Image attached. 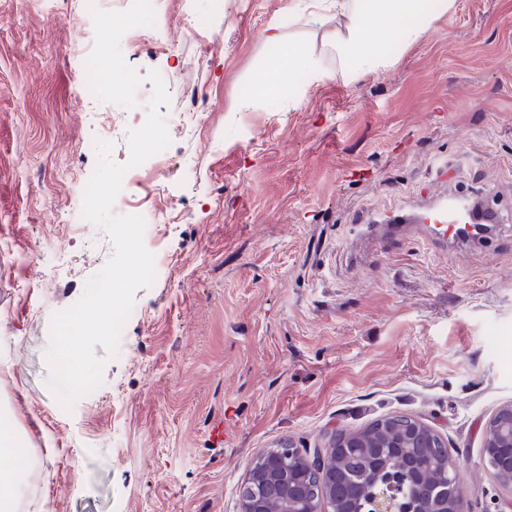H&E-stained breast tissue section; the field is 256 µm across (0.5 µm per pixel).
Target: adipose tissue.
<instances>
[{
	"mask_svg": "<svg viewBox=\"0 0 512 512\" xmlns=\"http://www.w3.org/2000/svg\"><path fill=\"white\" fill-rule=\"evenodd\" d=\"M456 0H291L288 13L296 22L325 26L322 50L293 46L289 69L306 81L335 74L346 82L379 77L394 64L391 46L405 49L425 39L435 20L452 11ZM336 59L328 71L324 55ZM21 433L9 416L0 414V455L12 457L0 469V512H21Z\"/></svg>",
	"mask_w": 512,
	"mask_h": 512,
	"instance_id": "adipose-tissue-1",
	"label": "adipose tissue"
}]
</instances>
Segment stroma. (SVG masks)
Listing matches in <instances>:
<instances>
[{
  "label": "stroma",
  "instance_id": "35a3bbf8",
  "mask_svg": "<svg viewBox=\"0 0 512 512\" xmlns=\"http://www.w3.org/2000/svg\"><path fill=\"white\" fill-rule=\"evenodd\" d=\"M168 2L175 53L148 41L134 64L203 85L207 125L165 150L193 160L187 181L162 194L142 175L162 268L101 386L64 415L47 388L50 317L114 253L100 229L85 244L73 206L97 130L69 48L95 30L69 22L76 0H0V406L31 451L24 512H239L261 453L312 454L391 414L442 435L465 512H507L512 486L482 444L512 403V0H457L383 77L327 78L296 108L274 95L247 112L242 91L288 66L263 31L317 48L322 27L289 19L290 0H224L219 19L210 0ZM438 184L498 203L495 234L444 247L425 224L362 233L426 210ZM59 254L69 266L43 287Z\"/></svg>",
  "mask_w": 512,
  "mask_h": 512
}]
</instances>
